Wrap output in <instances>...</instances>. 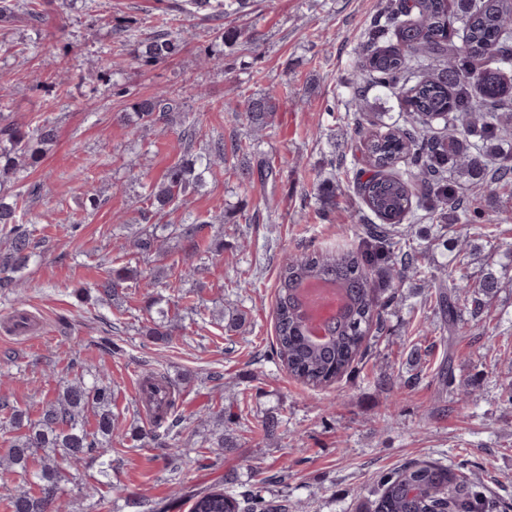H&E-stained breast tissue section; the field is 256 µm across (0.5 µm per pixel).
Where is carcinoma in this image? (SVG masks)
<instances>
[{
	"instance_id": "obj_1",
	"label": "carcinoma",
	"mask_w": 512,
	"mask_h": 512,
	"mask_svg": "<svg viewBox=\"0 0 512 512\" xmlns=\"http://www.w3.org/2000/svg\"><path fill=\"white\" fill-rule=\"evenodd\" d=\"M198 10L225 15L245 6V0H190ZM459 25L455 37L448 24ZM184 37L167 33L143 45L138 57L159 63L178 54ZM379 88L375 101L365 96L367 86ZM355 111L370 112L388 95L404 94L401 115L388 112L385 131L374 133L362 123L355 134L363 142L368 161L356 170L354 187L378 224H362L356 246L338 251L304 250L288 256L278 274L275 302L277 353L288 371L313 387L327 386L341 378L367 352L371 329H385L382 312L399 296L403 278L426 276L424 255L406 241L398 224L416 217L413 203L430 218H450L462 227L483 220L479 208L446 183L450 174L460 185L477 187L491 195L512 187V151L499 142L512 137V0H392L375 25L358 73L350 84ZM277 93L269 91L247 100L246 117L256 133L271 127L278 108ZM178 111L176 101L164 91L137 100L126 121L139 128L170 121ZM56 129L44 122L33 128L17 124L0 126V186L24 170L37 167ZM246 154L238 141L226 149L218 138L198 153L182 157L163 182L151 189L149 205L163 211L206 184L214 167L227 161V153ZM411 169L400 172L397 163ZM24 195L0 192V229L6 231L8 251L0 259V288L8 287L32 256L30 233L20 224ZM206 221L181 224L178 233L193 256L205 243ZM133 246L142 255L157 253L159 240L139 233ZM471 255L468 236L456 240L438 280L434 309L440 327L450 335L459 331L464 315L477 320L501 287L493 271L475 285L462 273ZM137 271L114 269L93 285L94 292L109 299L127 287ZM324 279L343 285L348 304L329 342L317 345L305 335L297 314L295 290L305 280ZM155 318L147 335L166 341L172 336L168 308L153 301ZM159 372L142 374L143 390L156 402L161 417L144 432L158 448L181 454L178 437L181 420L175 410L180 391L175 384L161 391ZM440 392L467 397L468 386L455 385L451 362L437 373ZM3 432L17 431L9 441L0 469L24 476L29 488L14 494L10 512H60L56 502L65 484L67 468L91 455L99 459L101 482L112 484V440L121 435L112 416L110 388L98 379L80 378L67 384L58 397L46 403L35 420L21 410L0 420ZM373 512H497L496 504L468 485L464 476L446 467L415 463L380 477L374 489ZM189 512H286L288 505L268 500L255 490L242 498L218 486L190 496Z\"/></svg>"
}]
</instances>
